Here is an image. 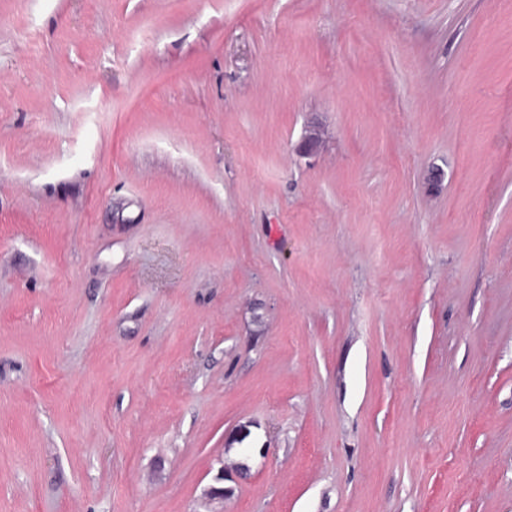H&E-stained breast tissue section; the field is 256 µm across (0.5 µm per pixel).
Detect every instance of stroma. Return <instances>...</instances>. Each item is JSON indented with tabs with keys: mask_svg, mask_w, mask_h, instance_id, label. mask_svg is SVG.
<instances>
[{
	"mask_svg": "<svg viewBox=\"0 0 512 512\" xmlns=\"http://www.w3.org/2000/svg\"><path fill=\"white\" fill-rule=\"evenodd\" d=\"M0 512H512V0H0Z\"/></svg>",
	"mask_w": 512,
	"mask_h": 512,
	"instance_id": "35a3bbf8",
	"label": "stroma"
}]
</instances>
